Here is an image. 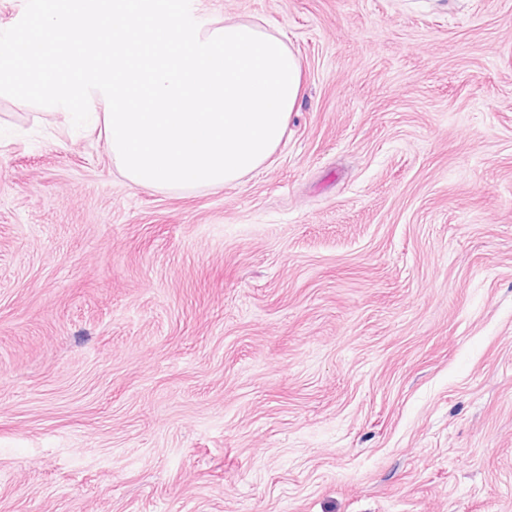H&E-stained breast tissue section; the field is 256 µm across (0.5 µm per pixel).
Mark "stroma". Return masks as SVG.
I'll list each match as a JSON object with an SVG mask.
<instances>
[{"label": "stroma", "mask_w": 512, "mask_h": 512, "mask_svg": "<svg viewBox=\"0 0 512 512\" xmlns=\"http://www.w3.org/2000/svg\"><path fill=\"white\" fill-rule=\"evenodd\" d=\"M304 93L167 192L0 99V512H512V0H193Z\"/></svg>", "instance_id": "stroma-1"}]
</instances>
